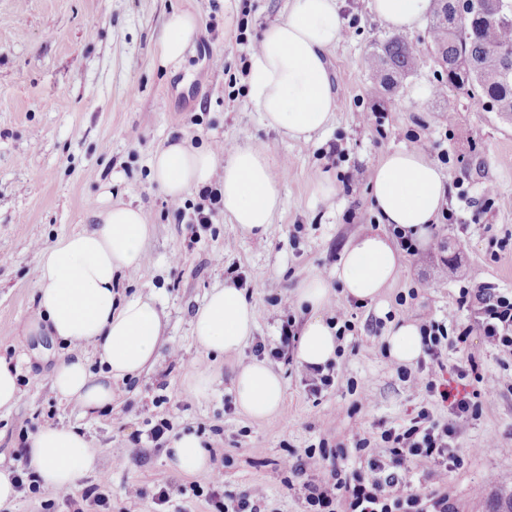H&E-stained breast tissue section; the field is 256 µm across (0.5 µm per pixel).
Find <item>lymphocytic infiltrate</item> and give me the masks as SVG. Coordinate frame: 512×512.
Masks as SVG:
<instances>
[{"label": "lymphocytic infiltrate", "instance_id": "f902f5d3", "mask_svg": "<svg viewBox=\"0 0 512 512\" xmlns=\"http://www.w3.org/2000/svg\"><path fill=\"white\" fill-rule=\"evenodd\" d=\"M474 299L486 343L512 348V297L481 288ZM412 383L423 386L435 401L447 404L450 420L440 422L428 408H421L408 424L381 431L384 454L369 453L370 439L360 438L354 449L339 446L331 451L330 465L316 479L306 477L317 464L313 452L283 459V468L304 480L309 512H458L445 482L449 470L460 462L453 442L461 424L476 415L479 404L456 397L447 385L432 379L424 382L416 377ZM352 453L358 455L360 467L346 476L339 463ZM418 469L437 480V488L414 490V472ZM207 484L204 490L192 485L191 491H206L214 512H263L261 499L247 493H223V470L213 471Z\"/></svg>", "mask_w": 512, "mask_h": 512}]
</instances>
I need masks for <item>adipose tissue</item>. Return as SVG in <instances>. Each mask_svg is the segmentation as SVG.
Listing matches in <instances>:
<instances>
[{"mask_svg":"<svg viewBox=\"0 0 512 512\" xmlns=\"http://www.w3.org/2000/svg\"><path fill=\"white\" fill-rule=\"evenodd\" d=\"M372 12L387 26L411 30L429 14L432 0H370ZM343 28L338 0H291L285 19L269 25L249 59L247 85L265 124L297 139L323 129L336 109V95L326 53ZM197 32L188 12H172L161 27L158 54L162 64L180 62ZM152 178L164 194L182 200L191 188L219 181L223 208L233 223L252 233L265 231L281 205L279 183L266 149L238 145L226 155L185 143L158 150ZM370 193L382 223L424 237L441 208L446 186L437 165L423 152L399 149L374 167ZM150 232L141 208L119 206L101 215L94 229L58 240L44 250L38 267L39 314L27 332L48 333L68 346V357L51 376L60 399L94 410L112 401L115 381L140 373L160 356L162 315L153 295L137 294L115 305V271H138ZM401 268L400 256L383 236L370 233L346 248L333 278L313 275L294 292L297 307L310 313L296 352L299 364L325 365L337 358V328L322 316L332 284L359 301H375ZM253 307L241 289L227 285L212 290L192 318V332L205 350L234 353L251 337ZM390 357L414 364L423 353L417 324H393L385 337ZM94 348L100 369L91 372L85 351ZM236 402L248 415L275 413L284 398L282 377L264 361L239 369L234 380ZM175 468L195 475L210 468L209 456L195 434L185 433L169 446ZM31 468L43 487L71 490L95 466L96 455L83 434L71 427H46L26 449Z\"/></svg>","mask_w":512,"mask_h":512,"instance_id":"adipose-tissue-1","label":"adipose tissue"}]
</instances>
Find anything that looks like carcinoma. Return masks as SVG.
Wrapping results in <instances>:
<instances>
[{
  "label": "carcinoma",
  "instance_id": "obj_1",
  "mask_svg": "<svg viewBox=\"0 0 512 512\" xmlns=\"http://www.w3.org/2000/svg\"><path fill=\"white\" fill-rule=\"evenodd\" d=\"M428 36L446 83L479 92L488 106L512 115V18L490 21V0H435ZM421 62L418 40L394 33L376 41L370 71L376 90L391 92Z\"/></svg>",
  "mask_w": 512,
  "mask_h": 512
}]
</instances>
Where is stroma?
<instances>
[{"mask_svg":"<svg viewBox=\"0 0 512 512\" xmlns=\"http://www.w3.org/2000/svg\"><path fill=\"white\" fill-rule=\"evenodd\" d=\"M289 0H0V358L20 371L21 398L0 410V467L16 469L20 448L39 429H79L98 464L78 487L101 486L112 512H154L153 494L172 486L166 512H211L206 496L180 494L205 475L177 471L165 443L132 442L159 419L174 432L193 431L211 466L224 470V490L262 497L267 512H305L301 478H287L281 460L329 445L353 447L371 438L383 452L380 429L406 423L425 406L424 389L400 370L383 338L392 323L444 322L449 338L465 343L442 355L453 392L492 389L456 440L460 466L448 474V492L460 512H512V350L491 347L476 315L459 302L462 290L481 286L512 296V118L488 110L479 95L449 88L436 98L441 67L424 49L418 69L395 94L374 93L368 55L390 32L369 0H339L343 32L327 52L337 108L309 141L265 125L247 94L251 47L266 27L283 19ZM192 13L198 30L179 66H161L157 39L164 17ZM370 114L360 123L359 113ZM210 148L217 141L265 147L278 174L281 206L268 231L248 234L219 215L193 230L169 210L151 178L153 155L170 141ZM418 148L439 167L448 188L446 209L458 223L436 219L417 257H404L397 278L374 302L334 289L327 318L349 320L334 364L337 386L311 395L297 363L273 362L285 394L273 415L255 419L235 403L234 378L255 358L256 344L280 345L289 309L305 278L330 276L344 248L365 233L387 235L370 197L373 167L387 152ZM329 179L335 195L321 200L316 186ZM496 188L493 197L485 186ZM117 204L142 207L151 232L145 262L117 272L116 301L154 293L165 314L167 355L140 375L114 382L112 404L96 412L60 400L50 378L67 352L49 336L25 335L38 314L41 249L98 224ZM233 248H225V241ZM479 279H472L474 269ZM231 283L253 304L256 327L238 352L206 353L192 336L191 319L206 296ZM474 355L478 378L457 367ZM200 371L220 377L204 397L189 393ZM144 496L130 503L128 485Z\"/></svg>","mask_w":512,"mask_h":512,"instance_id":"obj_1","label":"stroma"}]
</instances>
